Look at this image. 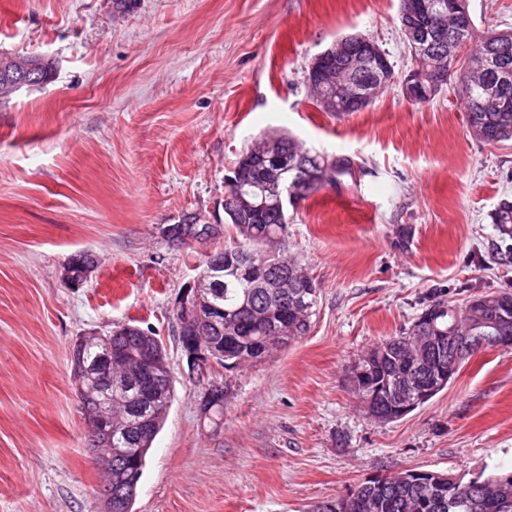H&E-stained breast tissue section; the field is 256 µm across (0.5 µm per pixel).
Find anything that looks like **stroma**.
<instances>
[{
  "label": "stroma",
  "instance_id": "35a3bbf8",
  "mask_svg": "<svg viewBox=\"0 0 512 512\" xmlns=\"http://www.w3.org/2000/svg\"><path fill=\"white\" fill-rule=\"evenodd\" d=\"M475 37L512 28V0H467ZM399 0H0V53L52 82L0 101V512H101L102 471L71 378L86 332L130 323L166 347L176 400L132 512H312L375 476L512 470V349L467 360L402 419H369L346 371L409 327L428 297L512 291L491 215L512 198V141L466 129L450 86L412 105ZM359 33L394 80L360 112L319 111L310 61ZM284 130L355 176L288 209L284 252L318 306L305 336L227 370L204 422L176 307L205 249L160 233L224 216V181L257 136ZM97 268L79 288L61 270Z\"/></svg>",
  "mask_w": 512,
  "mask_h": 512
}]
</instances>
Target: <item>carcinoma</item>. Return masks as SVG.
<instances>
[{
  "label": "carcinoma",
  "mask_w": 512,
  "mask_h": 512,
  "mask_svg": "<svg viewBox=\"0 0 512 512\" xmlns=\"http://www.w3.org/2000/svg\"><path fill=\"white\" fill-rule=\"evenodd\" d=\"M418 24L429 27L441 37L458 39L464 45L473 37L471 20L454 27L446 17L431 20L424 16ZM480 42L476 51L488 45L490 57L507 62L512 70V31L492 29ZM482 68V60L468 54L448 62L439 77L444 85L448 77H454L453 91L465 105L468 131L475 139L487 144L512 140V109L476 111L478 104L495 92L492 75H484ZM375 73L376 69L370 65L356 70L354 82L346 86L343 97L336 95V87L331 85L315 88L314 101L331 96L336 98L338 107L347 103L342 106L344 111L359 112L363 107L352 108L348 102L359 97L362 84L374 79ZM272 152L286 155L297 164L309 162L312 154L304 143L293 137L269 135L253 143L237 161L241 178L229 185V193L252 195L259 207L243 222L224 213V224L232 227L235 236L224 245L214 247L211 254L212 260L223 264V275L214 279L205 277L202 284L209 302L222 310L220 330L204 334V339L223 346L224 353L216 361L224 367L263 361L266 340L271 338L274 326L284 319L292 339L306 335L318 301L319 288L306 285L310 276L296 257L279 258V265L273 271V275L288 284L286 306L275 289L267 287L266 279L241 277L236 273L239 255L257 250L273 251L288 234L287 212L273 203L263 178L260 155ZM328 161L339 176H353L355 162L351 157L337 155ZM492 220L500 239L512 240V201H501ZM480 298L479 294L471 296L462 306L450 304L441 296L430 300L407 331L381 341L351 367V374L361 371V384L354 388V393L361 399L366 413H371L374 405L383 412L389 411L385 386L398 382L411 389L426 378L422 366L426 341L420 338L421 333L434 329L447 337L499 334L493 324L480 322L481 314L490 313V309L479 302ZM145 347L143 337L118 325L99 343L72 358V364L82 377L79 404L84 420L98 424L101 434H112V447L129 449L128 455L110 461L100 456L104 464H112L114 477L119 471L142 474L147 452L175 398L173 379H167L160 390L150 394L145 391L135 360L117 366L112 364L113 350L123 349L139 356ZM490 478L489 482L478 477L483 487L476 490L463 484L440 488L423 481L404 483L397 474L375 478L350 490L347 512H512V474L494 473Z\"/></svg>",
  "instance_id": "cac0c4a2"
}]
</instances>
